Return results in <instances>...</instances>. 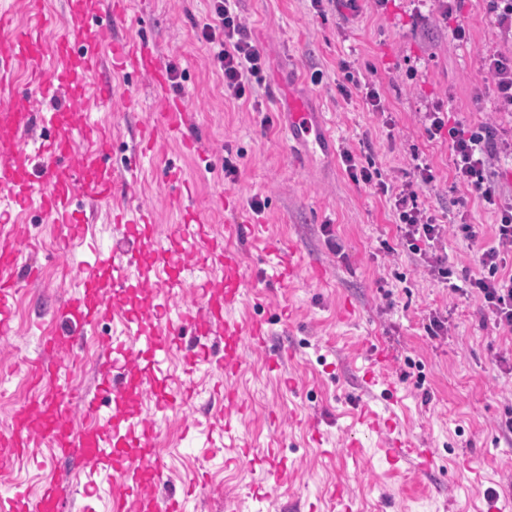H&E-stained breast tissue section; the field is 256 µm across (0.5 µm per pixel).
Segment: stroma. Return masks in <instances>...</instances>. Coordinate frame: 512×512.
<instances>
[{
	"label": "stroma",
	"instance_id": "obj_1",
	"mask_svg": "<svg viewBox=\"0 0 512 512\" xmlns=\"http://www.w3.org/2000/svg\"><path fill=\"white\" fill-rule=\"evenodd\" d=\"M127 20L107 40L148 35L168 67L180 75V93L191 105L185 129L202 149L182 152L174 135L155 132V154L146 157L128 199L150 211L160 231L180 221L176 197L160 179L163 165L181 167L192 186L195 209L206 235L223 240L242 259L244 285L229 316L262 321L266 343L241 349L239 371L228 385L245 405L233 439L218 435L221 407L213 392L219 373L212 357L200 356L193 374L184 372V353L174 351L161 378L171 389L191 381L196 399L189 409L159 413L153 396L142 393L128 408L153 421L156 444L166 463L161 483L149 495L194 486L193 512H338L331 494L344 489L351 512H487L488 489L512 481V434L501 428L512 409V341L483 316L474 296L455 293L424 274L417 256L399 248L388 197L354 184L338 153L348 149L371 162L385 182L411 180L416 163L429 164L436 181L419 200L447 224L466 217L478 237L444 241L455 283L478 272V256L494 238L496 216L466 196L453 176L447 142L429 139L424 114L443 103L456 120H487L512 131V117L494 111L493 94L481 70L483 55L507 50L487 11L486 0H463L454 22L437 19V0H240V10L266 62L257 101L224 92V77L211 63L200 28L209 0H125ZM468 29V42L454 40V23ZM360 79L376 85L384 113L368 110L361 96L344 98L342 61ZM321 84H313V72ZM112 84V105L92 121L112 131L111 164L123 171L143 130L151 128L158 95L136 73L103 69ZM298 79L315 106L325 112L338 153L302 155L288 142L271 104L272 87ZM238 167L224 175L225 161ZM264 204L262 214L251 198ZM88 226L83 244L67 247L66 230L38 208L17 216L19 234L35 245L20 265L42 266L40 282L17 295L15 329L0 336V373L11 376L17 398L0 399V426L34 394L29 370L41 355V337L52 328L50 310L76 289L62 272L61 255H80L90 246L113 247L118 232L106 206L85 204ZM341 246L333 252L327 235ZM294 250L302 279L288 288L273 279L269 244ZM446 319L440 336H428L432 313ZM96 351L77 345L62 370L75 391L68 424L81 430L83 401L96 391ZM381 381L365 379L368 369ZM389 415L402 438L437 451L434 471L415 466L392 470L380 454L382 438L367 433L357 418L362 405ZM363 448L347 455L351 442ZM252 454L239 458L240 445ZM288 460L286 490L265 499L256 494L267 482L260 460L269 452ZM44 467L18 461L0 471V494L20 484L38 489L46 472L76 475L73 463L45 457Z\"/></svg>",
	"mask_w": 512,
	"mask_h": 512
}]
</instances>
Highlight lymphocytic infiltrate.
<instances>
[{"label":"lymphocytic infiltrate","mask_w":512,"mask_h":512,"mask_svg":"<svg viewBox=\"0 0 512 512\" xmlns=\"http://www.w3.org/2000/svg\"><path fill=\"white\" fill-rule=\"evenodd\" d=\"M238 2L211 0L201 37L210 45L213 62L224 76L225 91L240 99L254 96L253 82L259 79L265 59ZM482 70L493 88L496 111L512 112V56L503 52L486 54ZM425 124L430 139H448L456 183L465 186L497 216L495 243L482 250L478 258L481 274L468 280L466 291L480 298L496 328L512 332V271L507 268V259L512 256V195L503 193L497 181L501 156L512 155V140L488 122L476 127L450 122L447 110L440 105L426 113ZM341 162L354 183L391 196L402 245L422 260L429 276L450 284L453 270L443 253L449 229L418 203L420 187L436 179L432 167L417 165L414 180L392 189L378 171L362 165L351 151L342 152Z\"/></svg>","instance_id":"1"}]
</instances>
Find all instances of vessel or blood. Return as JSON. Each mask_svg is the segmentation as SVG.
Instances as JSON below:
<instances>
[{"label": "vessel or blood", "instance_id": "obj_1", "mask_svg": "<svg viewBox=\"0 0 512 512\" xmlns=\"http://www.w3.org/2000/svg\"><path fill=\"white\" fill-rule=\"evenodd\" d=\"M31 20L16 23L11 8L0 5V31L9 40L0 47V199L9 206L0 209V335L14 329L17 291L21 286L16 270L30 246L10 229L11 212L37 205L54 223L64 225L70 237H82L85 226L74 209L84 198L107 203L118 194L119 182L109 160L110 134L91 123L90 114L112 101V86L99 85L95 95H86L82 78L98 71L105 32L120 25L126 16L121 0H109L98 26L69 25L67 32L47 42L43 31L60 26L58 17L45 13L42 0H27ZM112 66L147 76L160 92L161 108L153 118L154 129L182 132L189 105L183 96L171 93L165 66L157 59L147 39L112 45ZM281 127L287 139L309 152L334 154V141L324 113L316 111L304 95L289 94L278 102ZM123 238L135 246L133 265H125L114 251L97 250L92 257L67 264L68 275L77 284L53 312L59 329L44 336L46 362L32 366L30 384L35 396L15 415L9 432L0 434V468L18 459H31L38 446H46L52 457L79 460L86 488L98 478L112 482L109 512H186L191 492L163 500H144L143 489L159 484L165 463L155 446V428L127 408L133 392H151L158 411L187 405L188 396L159 390L156 376L141 369V359L158 364L174 349V339L184 332L196 337L222 336L224 355L216 368L224 376L236 373L242 341L264 345L265 328L258 321L225 319L224 310L239 299L242 264L238 255L217 239L207 237L191 205L182 208L179 224L159 233L146 207L116 210ZM278 258L276 279L290 286L298 277L292 254L270 246ZM163 260L162 276L132 279L130 268H149L153 257ZM213 262L224 270V299H208L206 284H186L182 272L188 263ZM150 293L139 312L113 308V297L130 290ZM176 291L182 298L177 314H170L164 292ZM118 317L126 338L112 344L98 363L100 384L84 403L94 425L81 433L67 426L73 394L59 376L61 354L81 340L89 327L104 315ZM244 406L233 390H225L221 417L225 433L234 431ZM393 469L420 459L432 470L434 453L413 447L409 441H394L385 449ZM70 487L58 477H46L37 495L17 488L0 500V512H64Z\"/></svg>", "mask_w": 512, "mask_h": 512}]
</instances>
